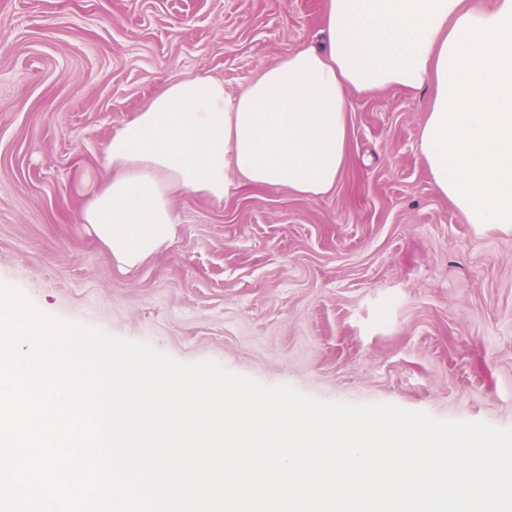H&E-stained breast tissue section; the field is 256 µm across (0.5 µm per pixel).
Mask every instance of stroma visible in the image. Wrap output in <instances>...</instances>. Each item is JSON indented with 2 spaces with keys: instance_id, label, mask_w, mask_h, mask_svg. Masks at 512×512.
I'll list each match as a JSON object with an SVG mask.
<instances>
[{
  "instance_id": "stroma-1",
  "label": "stroma",
  "mask_w": 512,
  "mask_h": 512,
  "mask_svg": "<svg viewBox=\"0 0 512 512\" xmlns=\"http://www.w3.org/2000/svg\"><path fill=\"white\" fill-rule=\"evenodd\" d=\"M319 29V0H0V285L317 400L512 428V227L435 191L428 92L353 96L323 197L182 192L176 237L134 272L80 222L83 173L154 91L207 73L236 92Z\"/></svg>"
}]
</instances>
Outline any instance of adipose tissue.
Instances as JSON below:
<instances>
[{
    "label": "adipose tissue",
    "mask_w": 512,
    "mask_h": 512,
    "mask_svg": "<svg viewBox=\"0 0 512 512\" xmlns=\"http://www.w3.org/2000/svg\"><path fill=\"white\" fill-rule=\"evenodd\" d=\"M322 39L236 93L207 74L165 84L115 129L80 221L125 270L175 235L174 196L232 182L315 199L345 167L351 96L429 89L418 149L471 224L512 225V0H321Z\"/></svg>",
    "instance_id": "adipose-tissue-1"
}]
</instances>
